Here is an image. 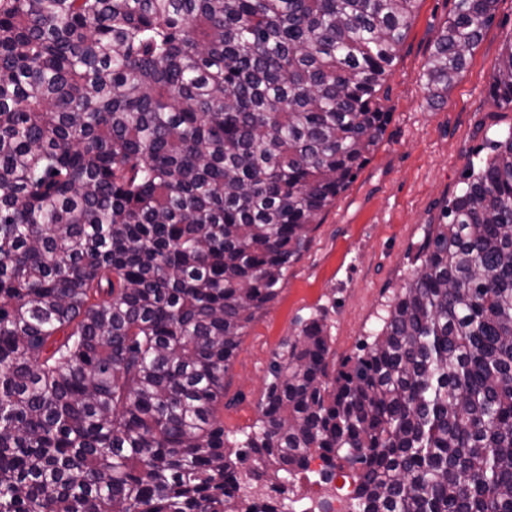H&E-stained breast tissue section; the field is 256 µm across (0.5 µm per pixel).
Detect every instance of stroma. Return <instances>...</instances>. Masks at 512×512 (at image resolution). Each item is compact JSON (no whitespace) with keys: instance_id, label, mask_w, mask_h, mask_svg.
I'll return each instance as SVG.
<instances>
[{"instance_id":"35a3bbf8","label":"stroma","mask_w":512,"mask_h":512,"mask_svg":"<svg viewBox=\"0 0 512 512\" xmlns=\"http://www.w3.org/2000/svg\"><path fill=\"white\" fill-rule=\"evenodd\" d=\"M455 0H419L388 77L389 118L370 160L312 225L310 242L292 264L275 301L258 312L224 374V429L251 425L268 366L299 321L324 314L337 357L358 355L388 297L404 286L429 225L459 192L471 166L512 130V110L489 95L492 73L512 36V0H499L494 22L438 104L425 87L431 48Z\"/></svg>"}]
</instances>
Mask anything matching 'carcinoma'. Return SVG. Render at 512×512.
Listing matches in <instances>:
<instances>
[{"label":"carcinoma","instance_id":"carcinoma-1","mask_svg":"<svg viewBox=\"0 0 512 512\" xmlns=\"http://www.w3.org/2000/svg\"><path fill=\"white\" fill-rule=\"evenodd\" d=\"M418 0H0V512H512V130L355 358L300 321L252 425L224 373L387 124ZM456 0L444 100L496 16ZM489 93L512 108V36ZM249 462L242 469L243 462ZM345 482L341 485H335L334 490L329 489L319 502L312 500L306 501L305 498H300L298 502L301 512H350L349 506L353 489H349ZM326 510V511H325Z\"/></svg>","mask_w":512,"mask_h":512}]
</instances>
